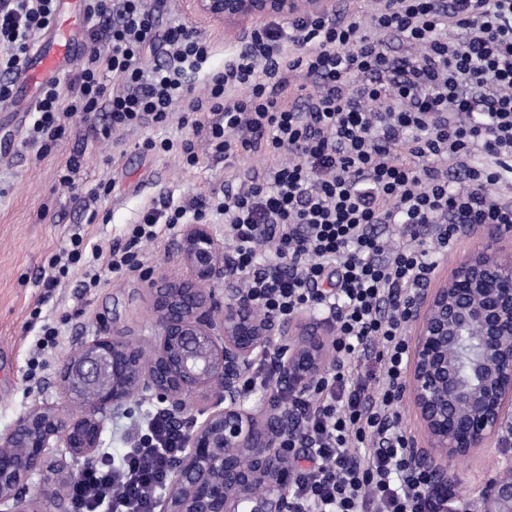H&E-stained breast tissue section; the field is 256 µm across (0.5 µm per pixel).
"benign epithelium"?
<instances>
[{
    "label": "benign epithelium",
    "instance_id": "7a95c632",
    "mask_svg": "<svg viewBox=\"0 0 512 512\" xmlns=\"http://www.w3.org/2000/svg\"><path fill=\"white\" fill-rule=\"evenodd\" d=\"M187 3L202 20L235 34L258 19L336 13L335 0ZM464 229L483 235L481 246L437 287L422 289L410 314L417 332L408 392L427 434L413 454L422 470L444 479L452 478L448 461L498 446L512 422V249L498 247L499 225ZM178 249L191 277L147 284L156 326L151 355L120 334L81 344L61 365L58 383L82 414L36 405L0 438V512H44L47 500L28 495V480L44 471L46 450L64 449L54 464L59 473L71 461L90 462L103 414L153 394L173 415L198 394L211 400L188 434L159 512H292L288 449L281 447L285 415L246 407L240 383L257 360L271 356L288 387L313 384L333 362L326 329L314 319L259 316L246 292L229 287L233 254L208 225H187ZM219 281L222 307L212 290ZM477 512H512L511 466L485 483Z\"/></svg>",
    "mask_w": 512,
    "mask_h": 512
}]
</instances>
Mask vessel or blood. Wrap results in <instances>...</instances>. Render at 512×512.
I'll list each match as a JSON object with an SVG mask.
<instances>
[{
    "label": "vessel or blood",
    "mask_w": 512,
    "mask_h": 512,
    "mask_svg": "<svg viewBox=\"0 0 512 512\" xmlns=\"http://www.w3.org/2000/svg\"><path fill=\"white\" fill-rule=\"evenodd\" d=\"M87 0H56L57 25L53 32L34 43L14 81V96L0 121L21 123L42 90L68 73L84 46L75 29L83 22Z\"/></svg>",
    "instance_id": "1"
}]
</instances>
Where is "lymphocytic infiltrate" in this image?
I'll use <instances>...</instances> for the list:
<instances>
[{
    "label": "lymphocytic infiltrate",
    "mask_w": 512,
    "mask_h": 512,
    "mask_svg": "<svg viewBox=\"0 0 512 512\" xmlns=\"http://www.w3.org/2000/svg\"><path fill=\"white\" fill-rule=\"evenodd\" d=\"M373 2L365 14L265 27L194 98L183 75L207 60L206 41L174 26L168 62L143 69L153 11L144 0H95L96 17L110 23L104 46L44 89L27 130L45 154L68 116L106 140L175 119L192 132L180 145L189 164L200 139L230 168L270 159L268 170L225 185L222 201L148 208L124 246L106 250L73 233L45 285L76 264L97 285L100 270L140 266L137 245L161 228L223 215L257 312L285 319L318 309L332 330L336 371L306 391H289L268 359L241 379L243 395L268 391L289 422L284 447L304 451L288 464L293 512H448L454 491L414 466L396 410L411 302L433 270L428 240L445 248L459 225H512V0ZM54 17V0H0L7 72ZM477 154L486 165H472ZM452 169L465 171L464 186H452ZM379 224L400 225L394 244L375 235ZM186 437L167 412L150 415L120 459L105 453L79 469L69 486L75 512H155Z\"/></svg>",
    "instance_id": "f902f5d3"
}]
</instances>
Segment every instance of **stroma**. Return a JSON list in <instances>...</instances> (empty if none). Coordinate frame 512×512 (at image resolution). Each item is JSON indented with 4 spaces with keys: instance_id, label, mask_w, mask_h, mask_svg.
Here are the masks:
<instances>
[{
    "instance_id": "35a3bbf8",
    "label": "stroma",
    "mask_w": 512,
    "mask_h": 512,
    "mask_svg": "<svg viewBox=\"0 0 512 512\" xmlns=\"http://www.w3.org/2000/svg\"><path fill=\"white\" fill-rule=\"evenodd\" d=\"M154 10L156 39L142 59L144 67L167 61L166 34L183 24L197 31L210 46L205 70L221 68L240 51L246 37L225 36L223 28L200 23L185 0H147ZM24 126L0 128V436L23 412L37 404H53L74 413L57 384V373L75 343L103 332L127 333L144 350L153 344L154 317L146 291L147 279H184L188 268L176 251L180 228L162 230L143 247L141 268L120 276L104 275L96 288H84V271L71 268L56 288L43 285L50 259L65 247L73 231L90 243L110 248L125 243L142 212L161 199L223 197V157L201 153L188 165L180 150H145L151 139L180 141L187 132L177 123L143 126L120 134L117 140L95 138L88 122L68 119L66 133L47 155L24 140ZM81 156L83 164L71 188L59 178L67 161ZM111 184L110 194L93 197L92 189ZM50 322L59 330L56 347L37 351L38 324ZM158 397L135 398L127 410L107 412L101 448L120 456L130 428L148 412L163 408ZM512 465V445L485 448L452 460V483L461 508L470 512L484 483Z\"/></svg>"
}]
</instances>
